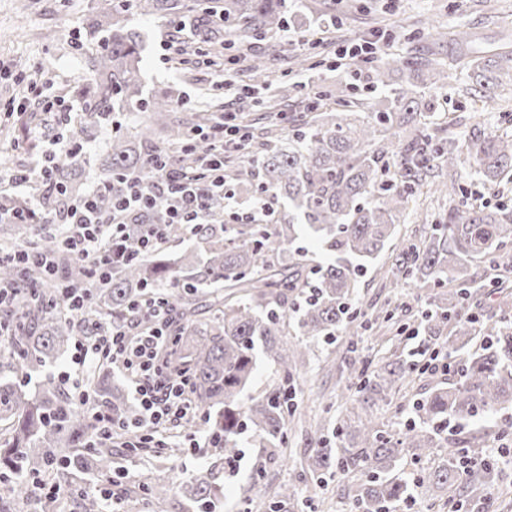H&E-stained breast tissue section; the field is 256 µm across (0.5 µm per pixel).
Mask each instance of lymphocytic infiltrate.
I'll list each match as a JSON object with an SVG mask.
<instances>
[{
  "mask_svg": "<svg viewBox=\"0 0 512 512\" xmlns=\"http://www.w3.org/2000/svg\"><path fill=\"white\" fill-rule=\"evenodd\" d=\"M234 111L227 110L213 118L208 132L214 141L210 156L191 158V143H184L180 155L156 153L151 163L150 181L131 178L126 196L113 202L109 211H101L98 198L102 188H95L82 202L67 206L56 216L40 225L43 235L56 234L58 226H65V236L73 255L85 262L92 277L108 274L116 254L115 246L128 230L127 214L134 209H149L163 205L160 222L146 225L144 247L166 241L170 226H180L182 233H195L198 225L210 223L208 198L214 191H222L227 210L239 221L272 224L276 212L268 192L258 193L248 210H240L234 193L224 189V155L227 150H243L240 130ZM165 310L162 306L145 304L142 315L147 327L138 335H131L122 325L94 326L88 340L78 342L73 362L89 368L105 361L117 364L135 383V393L143 412L136 431L130 433L127 445L131 448L165 447L158 431L173 423L185 421L192 413L186 401L184 381L165 376L159 365L160 351L167 342L163 327Z\"/></svg>",
  "mask_w": 512,
  "mask_h": 512,
  "instance_id": "obj_1",
  "label": "lymphocytic infiltrate"
}]
</instances>
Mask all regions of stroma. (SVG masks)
<instances>
[{
	"mask_svg": "<svg viewBox=\"0 0 512 512\" xmlns=\"http://www.w3.org/2000/svg\"><path fill=\"white\" fill-rule=\"evenodd\" d=\"M101 6V0H0V162L14 169L29 167L27 141L43 139L46 125L56 124L59 118L58 113L44 111L31 91L32 85L52 82L62 109L80 115L77 88L92 80L80 46ZM435 23L473 35L475 54L512 51V0H312L309 8L291 11L286 28L266 31L246 43L240 42L234 30L224 29L221 38L237 57L236 63L225 69L202 63L187 70L178 60L163 61L162 43L172 31L173 21L145 17L136 25L146 40L142 53L146 90L169 93L177 102L189 100L201 113L220 112L233 103L246 121L259 129L265 121L258 101H277L280 110L298 119L306 110L309 90L329 91L339 85L353 88V95L342 102L324 99V107L340 113L353 110L357 102L383 96L377 80L379 65L359 62L352 67L337 66L336 50L382 30L394 39L384 50V57L412 63L436 59L444 65V79L426 92L431 108L421 116L425 126L452 124L464 140L490 129L511 136L512 92L498 99L495 108L482 110L477 96L469 91L466 69L456 62L458 45L430 35ZM258 56L269 63L268 81L254 78L250 69L252 59ZM18 104L31 112L32 121L27 129L14 132L7 110ZM147 120L144 112H116L81 137L85 158L77 181L81 194L98 185L99 161L114 131L133 137ZM398 297L408 305L400 312V319L417 325L426 308L424 288L412 282L384 288L373 271L360 277L357 293L350 301L357 316L355 327L311 344L298 371L294 400L306 420L289 423L286 447H264L249 430L241 438L239 457L228 463L212 448L187 446L167 459L159 453H131L117 441L112 445V460L122 479L110 487L112 501L101 499L96 476L69 469L61 484L64 512H82L80 504L86 498L99 500L102 512H110L115 505L121 512H155L151 499L136 491L145 475L171 486L168 512H206L201 506L187 507L181 492L185 482L200 475L224 488L214 512H243L245 500L258 495L276 501L278 492L287 486L295 488L299 497H315V512H356L343 476L327 477L320 490L301 481V471L312 453L306 428L309 420L316 419L326 430H333L340 403L339 367L361 363L398 345L397 335L381 334L371 326L378 311ZM447 380V372L439 369L404 381L391 404L379 414L386 429L396 432L408 422L407 403L412 395Z\"/></svg>",
	"mask_w": 512,
	"mask_h": 512,
	"instance_id": "1",
	"label": "stroma"
}]
</instances>
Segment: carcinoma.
<instances>
[{"instance_id":"carcinoma-1","label":"carcinoma","mask_w":512,"mask_h":512,"mask_svg":"<svg viewBox=\"0 0 512 512\" xmlns=\"http://www.w3.org/2000/svg\"><path fill=\"white\" fill-rule=\"evenodd\" d=\"M287 2L114 0L112 11L96 15L92 28L100 40L86 55L94 82L93 91L82 95L86 120L94 123L112 112L133 109L149 113L139 141L112 137L100 163L106 187L99 199L102 208H111L126 193L129 177L151 176L150 160L159 152L152 124H161L169 139L181 142L199 120L191 111L172 119L171 98L144 93L143 40L132 17L175 16L196 30L222 17L247 39L256 31L284 26ZM460 61L470 67L473 90L487 104L512 84L508 53H462ZM443 78L439 61L418 69L393 58L380 73L388 96L359 103L372 116L351 112L339 117L328 109L305 114L303 128L265 155L254 185L256 192L266 190L288 200V217L272 225L226 224L224 197L214 195L208 199L213 223L197 229L206 244L202 258L193 252L173 258L163 244L144 256L132 232L123 242L124 257L89 290V307L80 318L62 315L61 288L89 286L88 267L52 237H38L34 243L56 254L57 269L20 266L10 255L26 241L29 228L0 224V285L14 289L3 320L7 348L0 351L9 371L26 379L32 370L56 362L70 342L86 336L88 317L104 323L136 321L138 303L157 292L175 317L164 369L189 378L191 402L207 417L214 448L224 459L235 460L240 436L248 428L263 440L284 444L296 406L288 404L282 387L293 379L307 349L301 342L289 346L281 340L290 325L288 303L301 300L297 327L310 340L350 328L355 317L347 303L358 278L405 223L428 174L445 169L447 180L432 183L431 189L452 203L448 220L430 225L418 239L397 244L394 262L386 270L435 289L416 327L424 336L415 349H396L373 364L347 371L342 412L333 430L335 446L327 445L322 430H316L308 473L318 481L333 472L358 476L351 486L358 512H398L400 504L414 499L415 490L430 497L458 491L488 508L487 489L500 468L469 463L471 449L484 444L486 433L479 430L453 441L441 433L450 420L464 425L512 405V300L503 297L485 318L469 312L473 285L496 293L501 283L492 272L512 263L505 252L512 245V206L502 202L470 208L456 198L462 167L470 159L490 188L505 177L512 179V139L489 131L461 142L447 128L419 129L422 89ZM55 165L54 180L43 193L49 211L66 203L79 176L74 153L56 156ZM301 230L332 261L308 269L303 255L291 251ZM478 260L485 263L479 277L470 273V264ZM210 307L221 313L216 321L197 319ZM479 334L485 336L483 345L468 349ZM260 353L277 366L281 386L245 405L241 394L252 382ZM436 353L448 359L452 379L416 399V419L403 432L386 434L379 409L391 403L406 376L424 371ZM85 388L111 416L130 422L129 408L112 389L109 364L90 372ZM1 420L10 421V436L0 442V483L11 484L17 512L30 495L26 472L37 480L49 478L59 461L109 480L116 474L109 440L50 378L35 395L12 379L0 382ZM408 463L420 469L408 472ZM183 494L202 505H214L222 497L220 487L206 476L186 483Z\"/></svg>"}]
</instances>
